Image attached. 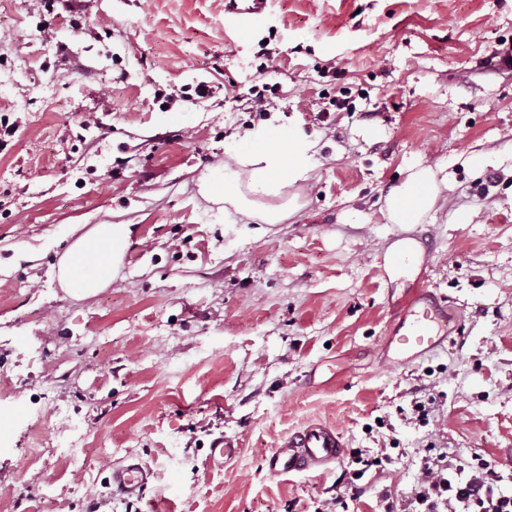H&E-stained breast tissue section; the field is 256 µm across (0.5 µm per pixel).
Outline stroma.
Returning a JSON list of instances; mask_svg holds the SVG:
<instances>
[{
	"mask_svg": "<svg viewBox=\"0 0 512 512\" xmlns=\"http://www.w3.org/2000/svg\"><path fill=\"white\" fill-rule=\"evenodd\" d=\"M507 50L512 0H270L256 18L225 0H0V512H388L431 452L512 482ZM264 121L297 124L315 167L285 221L236 224L197 184ZM420 165L443 179L436 207L386 223ZM97 224L133 243L84 297L57 264ZM403 238L418 255L385 271ZM420 288L459 328L392 362ZM312 420L382 458L360 499L342 461L268 476ZM129 463L151 473L136 497L112 484Z\"/></svg>",
	"mask_w": 512,
	"mask_h": 512,
	"instance_id": "stroma-1",
	"label": "stroma"
}]
</instances>
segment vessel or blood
<instances>
[{"instance_id": "vessel-or-blood-1", "label": "vessel or blood", "mask_w": 512, "mask_h": 512, "mask_svg": "<svg viewBox=\"0 0 512 512\" xmlns=\"http://www.w3.org/2000/svg\"><path fill=\"white\" fill-rule=\"evenodd\" d=\"M454 316L431 293H423L419 309L403 318L386 343L396 359L413 360L436 349L448 339ZM348 446L342 434L323 423H311L282 438L265 461L270 477L317 471L339 460ZM149 478L140 465L114 468L112 482L124 494H139Z\"/></svg>"}]
</instances>
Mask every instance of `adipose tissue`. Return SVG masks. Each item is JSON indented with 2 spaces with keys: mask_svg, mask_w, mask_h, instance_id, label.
<instances>
[{
  "mask_svg": "<svg viewBox=\"0 0 512 512\" xmlns=\"http://www.w3.org/2000/svg\"><path fill=\"white\" fill-rule=\"evenodd\" d=\"M309 139L296 128L267 123L252 127L239 141L235 165L204 177L199 191L242 218L277 224L295 208L286 189L307 180L310 171ZM438 180L433 168L419 167L393 187L385 200L388 223H421L438 201ZM127 224H98L78 237L58 264L61 287L92 295L111 283L131 243Z\"/></svg>",
  "mask_w": 512,
  "mask_h": 512,
  "instance_id": "ef3b65f1",
  "label": "adipose tissue"
}]
</instances>
